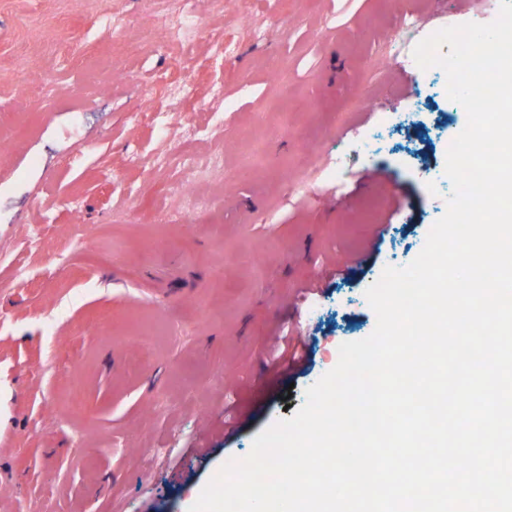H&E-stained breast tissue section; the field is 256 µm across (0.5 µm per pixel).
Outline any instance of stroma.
Returning a JSON list of instances; mask_svg holds the SVG:
<instances>
[{"instance_id": "1", "label": "stroma", "mask_w": 512, "mask_h": 512, "mask_svg": "<svg viewBox=\"0 0 512 512\" xmlns=\"http://www.w3.org/2000/svg\"><path fill=\"white\" fill-rule=\"evenodd\" d=\"M499 6L0 0V512H188L298 410L452 191L467 115L441 68L405 81L399 13ZM281 326L311 348L294 376Z\"/></svg>"}]
</instances>
